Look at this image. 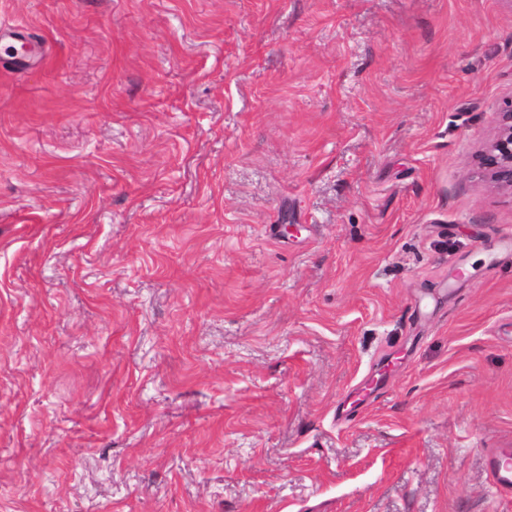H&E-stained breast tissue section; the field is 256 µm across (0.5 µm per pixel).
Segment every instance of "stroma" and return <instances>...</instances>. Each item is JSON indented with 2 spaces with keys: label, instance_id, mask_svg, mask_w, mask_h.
Instances as JSON below:
<instances>
[{
  "label": "stroma",
  "instance_id": "1",
  "mask_svg": "<svg viewBox=\"0 0 512 512\" xmlns=\"http://www.w3.org/2000/svg\"><path fill=\"white\" fill-rule=\"evenodd\" d=\"M0 512H512V0H0ZM475 168L478 180L512 191V99L499 112L497 136L479 153ZM511 461V464L509 463ZM485 465L493 486L504 496L512 495V448H489Z\"/></svg>",
  "mask_w": 512,
  "mask_h": 512
}]
</instances>
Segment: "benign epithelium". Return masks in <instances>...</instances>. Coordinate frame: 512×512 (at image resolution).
Wrapping results in <instances>:
<instances>
[{
	"label": "benign epithelium",
	"mask_w": 512,
	"mask_h": 512,
	"mask_svg": "<svg viewBox=\"0 0 512 512\" xmlns=\"http://www.w3.org/2000/svg\"><path fill=\"white\" fill-rule=\"evenodd\" d=\"M474 174L482 182L512 191V99L499 112L497 136L477 156Z\"/></svg>",
	"instance_id": "1"
}]
</instances>
